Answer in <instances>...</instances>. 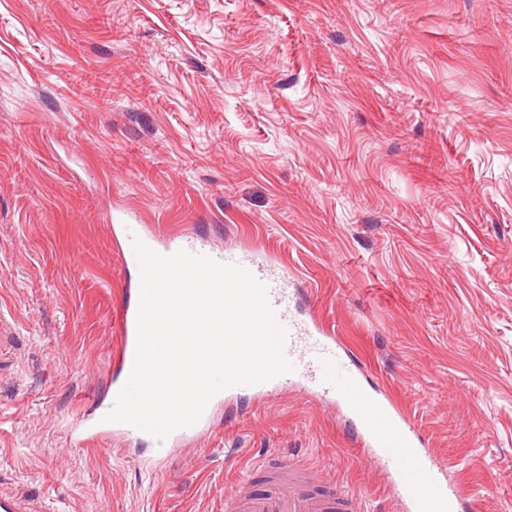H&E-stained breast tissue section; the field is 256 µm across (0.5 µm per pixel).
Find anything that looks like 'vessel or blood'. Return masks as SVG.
<instances>
[{
	"mask_svg": "<svg viewBox=\"0 0 512 512\" xmlns=\"http://www.w3.org/2000/svg\"><path fill=\"white\" fill-rule=\"evenodd\" d=\"M181 249L194 254L203 251L182 239L164 245L161 253L168 256ZM203 252L218 262L247 269L266 285L268 300L286 330L283 353L293 369L267 382L232 387L215 395L195 425L155 441L154 464L163 465L176 447L196 443L213 433L216 406L242 395L268 397L297 386L321 391L349 410L357 423L358 434L372 449L371 454L364 456V463L385 473L403 512H459L462 503L470 498L468 490L440 477L438 466L422 449V435L414 422L389 394L367 391L359 371L346 359L344 348L317 315L312 313L304 319L294 315L285 273L270 260L246 250L210 248ZM137 313V306L128 305L120 315L119 346L114 362L122 380L128 379L134 363ZM66 430L78 448H92L111 438L132 439L142 435L141 430L130 425L99 418L73 420ZM250 470V475L242 476L236 491L225 499L224 512H361L360 498L338 487L334 479L316 467L300 468L271 455L252 464ZM0 512H44V509L28 496L0 491Z\"/></svg>",
	"mask_w": 512,
	"mask_h": 512,
	"instance_id": "b4317fda",
	"label": "vessel or blood"
}]
</instances>
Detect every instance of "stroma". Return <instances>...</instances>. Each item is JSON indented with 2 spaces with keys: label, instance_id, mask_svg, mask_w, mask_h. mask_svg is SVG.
<instances>
[{
  "label": "stroma",
  "instance_id": "1",
  "mask_svg": "<svg viewBox=\"0 0 512 512\" xmlns=\"http://www.w3.org/2000/svg\"><path fill=\"white\" fill-rule=\"evenodd\" d=\"M123 71L108 98L81 69ZM288 271L479 512H512V0H0V490L50 512H220L304 457L394 512L355 422L288 389L148 469L73 446L138 273L113 225Z\"/></svg>",
  "mask_w": 512,
  "mask_h": 512
}]
</instances>
